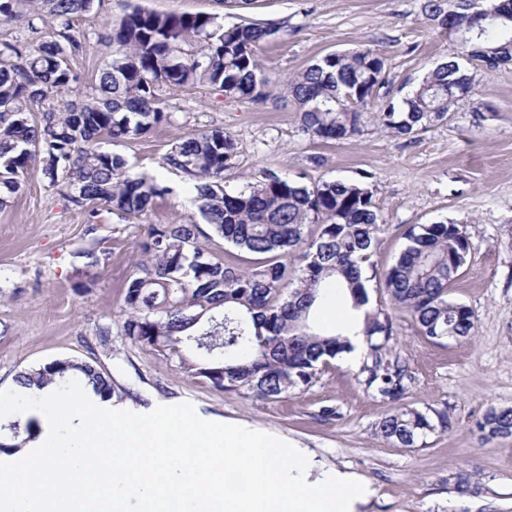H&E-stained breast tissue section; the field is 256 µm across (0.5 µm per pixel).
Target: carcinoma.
<instances>
[{
    "instance_id": "carcinoma-1",
    "label": "carcinoma",
    "mask_w": 512,
    "mask_h": 512,
    "mask_svg": "<svg viewBox=\"0 0 512 512\" xmlns=\"http://www.w3.org/2000/svg\"><path fill=\"white\" fill-rule=\"evenodd\" d=\"M96 0H0V21L39 20L52 33L35 45L0 41V210L39 174L72 206L94 219L100 208L142 216L172 192L155 175L130 173L120 154L101 144L144 136L174 121L160 107L161 93L211 86L236 102L270 96L257 49L275 30L258 23L224 25L214 14H160L134 7L103 37L111 59L98 71L90 97L70 99L80 81L71 58L83 52L74 19ZM422 11L458 46L395 103L380 99L387 83L386 57L374 47L333 52L288 80L310 138L341 141L361 133L364 112L376 108L378 124L411 137L448 119L467 97L472 69L512 64V0H425ZM494 13L491 19L488 13ZM232 137L220 128L201 130L172 147L163 167L193 189L192 203L212 235L247 255L254 267L232 266L199 238L198 224H150L138 244L141 259L122 285L124 335L188 376L212 387L259 400L285 398L311 387L321 368L350 348L351 322L333 333L317 329L314 310L328 283L355 311L368 305L366 270L374 271L373 246L384 229L372 184L365 180L312 185L268 175L229 192L224 174L235 158ZM381 277L380 286L412 316L430 341L475 333L472 310L448 299V288L466 264L470 242L448 221L418 224ZM368 357L359 370L373 394L397 404L377 433L403 448L446 427L444 411L400 404L406 393L405 361L393 353L392 317L367 309L361 321ZM82 377L108 399L111 376L96 362L56 359L30 367L16 382L52 391ZM438 424H433V419ZM26 438L0 444L12 454ZM484 439L512 437V408L491 409L477 423Z\"/></svg>"
}]
</instances>
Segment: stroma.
I'll use <instances>...</instances> for the list:
<instances>
[{
	"mask_svg": "<svg viewBox=\"0 0 512 512\" xmlns=\"http://www.w3.org/2000/svg\"><path fill=\"white\" fill-rule=\"evenodd\" d=\"M130 4L158 13L215 14L228 25L271 26L259 58L273 95L248 103L225 99L212 87L164 92L161 105L175 122L112 147L134 172L155 174L170 186L147 215L105 212L91 222L41 176L28 177L0 210V390L29 367L94 358L123 394L113 408L142 414L189 402L202 419L240 420L286 437L370 485L373 494L360 512H512V438L488 442L476 428L489 408H512V65L478 69L471 94L450 120L415 138L393 136L368 113L361 135L325 143L303 132L283 89L288 78L329 53L370 45L387 59L384 94L403 97L456 50L423 14V0H251L244 8L228 0H101L74 21L84 40L72 59L80 94L90 93L109 59L101 43L107 24ZM490 109L491 120L485 117ZM212 128L236 143L224 178L230 190L270 173L306 184L369 176L385 220L377 271L395 261L411 225L448 220L463 227L471 252L448 297L473 311L472 340L430 342L382 288H368L371 307L394 322L392 345L408 367L406 404L446 411L447 430L428 434L418 448L378 436L376 424L394 405L367 392L357 369L340 358L310 389L260 401L216 390L122 335L121 285L146 225L200 220L163 158L184 137ZM102 325L111 328L108 352L97 340ZM325 406L335 408V417H322Z\"/></svg>",
	"mask_w": 512,
	"mask_h": 512,
	"instance_id": "obj_1",
	"label": "stroma"
}]
</instances>
